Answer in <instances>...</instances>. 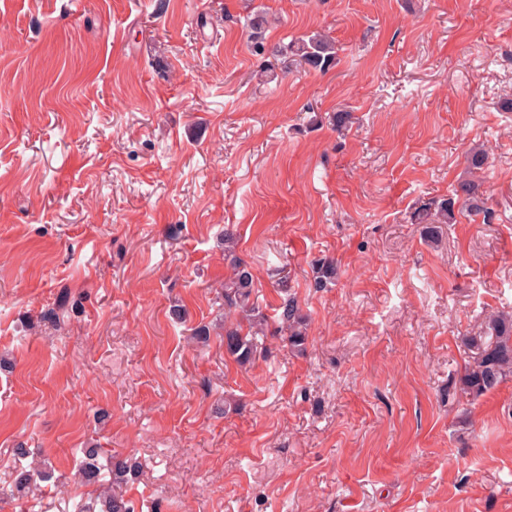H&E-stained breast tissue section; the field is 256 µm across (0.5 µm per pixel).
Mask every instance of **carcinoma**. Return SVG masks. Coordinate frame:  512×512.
<instances>
[{"label":"carcinoma","mask_w":512,"mask_h":512,"mask_svg":"<svg viewBox=\"0 0 512 512\" xmlns=\"http://www.w3.org/2000/svg\"><path fill=\"white\" fill-rule=\"evenodd\" d=\"M288 50L314 70L322 71L336 63L335 43L327 35L303 38L288 44ZM487 160L486 150L473 148L467 156L466 177L457 183L454 197L434 205L425 203L413 213L416 223L428 225L430 238L439 239L440 225L453 223L457 208L489 214L478 195L479 174ZM237 246L236 234L229 228L224 229V259L231 268V275L224 281V313L241 315L236 323L224 325V349L239 366L245 367L256 358L258 338L265 336L267 318L251 303L254 276L250 266L237 255ZM277 321L288 348L297 353L304 351L308 341L307 320L295 298L290 297L281 304ZM466 344L473 351L460 379L466 393L483 396L512 377V313L499 311L487 316L483 331L466 337ZM13 452L16 460L13 486L23 493L36 486V479L44 476V471L21 464L29 455L28 449L20 445ZM83 453L85 460L78 467L76 478L81 485L92 488L100 504L99 512H135V505L126 497L123 485L136 477L139 463L128 457L111 456L102 465L97 461V449L85 448Z\"/></svg>","instance_id":"obj_1"}]
</instances>
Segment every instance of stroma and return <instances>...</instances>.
I'll list each match as a JSON object with an SVG mask.
<instances>
[{"mask_svg":"<svg viewBox=\"0 0 512 512\" xmlns=\"http://www.w3.org/2000/svg\"><path fill=\"white\" fill-rule=\"evenodd\" d=\"M316 31L325 71L285 51ZM508 56L512 0H0V488L16 446L54 467L0 512H71L90 447L141 463L136 512H512V378L459 387L512 309ZM476 144L492 219L430 243ZM228 228L303 354L195 338ZM277 321L282 340L287 343L291 351L300 353L306 348L308 341L307 320L300 304L295 297H288L277 310Z\"/></svg>","mask_w":512,"mask_h":512,"instance_id":"obj_1","label":"stroma"}]
</instances>
